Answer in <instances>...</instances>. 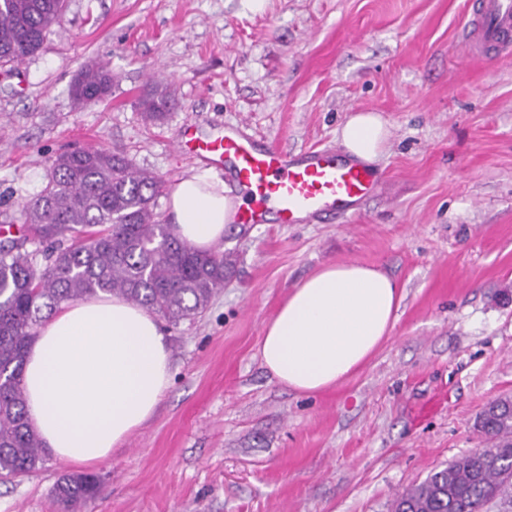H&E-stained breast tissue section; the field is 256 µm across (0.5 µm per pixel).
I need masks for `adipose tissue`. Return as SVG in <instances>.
Wrapping results in <instances>:
<instances>
[{
	"instance_id": "obj_1",
	"label": "adipose tissue",
	"mask_w": 512,
	"mask_h": 512,
	"mask_svg": "<svg viewBox=\"0 0 512 512\" xmlns=\"http://www.w3.org/2000/svg\"><path fill=\"white\" fill-rule=\"evenodd\" d=\"M348 156L374 162L388 130L378 115H350ZM243 201L217 172L198 167L168 190L174 236L207 251L224 238ZM401 294L378 267L328 264L287 294L265 323L263 367L288 389L314 395L357 374L386 341ZM170 353L152 311L118 296L63 305L28 347L23 390L30 426L55 459L90 467L150 419L170 386Z\"/></svg>"
}]
</instances>
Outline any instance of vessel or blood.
<instances>
[{"label":"vessel or blood","mask_w":512,"mask_h":512,"mask_svg":"<svg viewBox=\"0 0 512 512\" xmlns=\"http://www.w3.org/2000/svg\"><path fill=\"white\" fill-rule=\"evenodd\" d=\"M470 11L467 56L511 57L512 0H470ZM178 148L223 164L245 200L237 214L241 224H264L272 217L297 224L348 214L378 184L369 165L347 155L260 148L235 128L204 139L185 129Z\"/></svg>","instance_id":"vessel-or-blood-1"}]
</instances>
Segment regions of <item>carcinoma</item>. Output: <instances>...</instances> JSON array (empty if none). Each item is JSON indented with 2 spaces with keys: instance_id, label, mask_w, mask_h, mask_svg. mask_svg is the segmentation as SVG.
<instances>
[{
  "instance_id": "obj_1",
  "label": "carcinoma",
  "mask_w": 512,
  "mask_h": 512,
  "mask_svg": "<svg viewBox=\"0 0 512 512\" xmlns=\"http://www.w3.org/2000/svg\"><path fill=\"white\" fill-rule=\"evenodd\" d=\"M65 0H0V66L35 53L60 23ZM114 76L85 68L72 89L75 108L98 103ZM175 106L170 87L155 84L141 99L144 120ZM163 181L125 156L88 146L52 162L45 187L22 207L31 235L0 242V477L38 469L44 461L30 427L22 389L26 349L36 329L65 304L118 295L177 325L201 314L224 287L230 256L199 252L157 219ZM489 446L452 461L398 496L393 512H485L500 499L512 507V399L491 402L476 422ZM66 509L97 498L93 473L65 474L55 484Z\"/></svg>"
}]
</instances>
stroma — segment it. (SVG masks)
<instances>
[{
	"label": "stroma",
	"instance_id": "35a3bbf8",
	"mask_svg": "<svg viewBox=\"0 0 512 512\" xmlns=\"http://www.w3.org/2000/svg\"><path fill=\"white\" fill-rule=\"evenodd\" d=\"M467 0H68L21 64L0 68V225L74 146L125 154L172 183L205 160L185 127H228L295 153L336 151L356 112L389 130L381 180L332 224L231 225L235 260L198 317L162 324L173 381L155 414L93 468L77 512H391L394 499L487 447L475 423L512 397V58H464ZM100 62L111 94L75 109ZM176 105L145 122L151 76ZM358 262L403 294L391 337L320 395L287 389L258 352L263 326L319 267ZM69 466L0 482V512H65ZM114 76L102 66L85 68L72 89L75 108L81 110L96 105L100 100L94 97L99 91H110ZM56 499L65 509L87 504L97 498L100 482L93 473L65 474L55 484Z\"/></svg>",
	"mask_w": 512,
	"mask_h": 512
}]
</instances>
